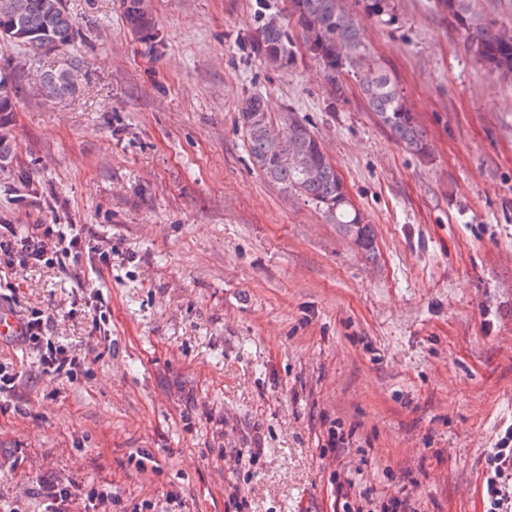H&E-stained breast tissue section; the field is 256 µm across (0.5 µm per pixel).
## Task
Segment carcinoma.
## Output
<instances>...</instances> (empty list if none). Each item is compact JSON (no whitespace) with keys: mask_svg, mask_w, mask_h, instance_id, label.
<instances>
[{"mask_svg":"<svg viewBox=\"0 0 512 512\" xmlns=\"http://www.w3.org/2000/svg\"><path fill=\"white\" fill-rule=\"evenodd\" d=\"M127 25L159 42L142 0H121ZM13 0H0V34L21 38L9 43L29 53L53 52L74 45L82 37L64 0H24L16 12ZM363 11L378 22L392 17L394 0H362ZM432 8L448 16L463 38L471 58L483 68L512 79V0H432ZM253 54L266 66L292 64L297 47L323 69L335 96L344 94V76L352 74L378 124L405 151L426 157L431 145L395 78L368 55L358 18L343 0H288V12H269L250 40ZM84 60L73 54L66 63L40 75L43 95L63 99L76 92L70 73L81 72ZM19 95L16 72L0 63V170L13 163L16 145L11 133L12 112ZM238 125L253 166L285 193H296L318 207L334 224L366 237L370 224L354 207L342 178L328 159L310 125L297 113L279 117L268 112L260 94L241 100Z\"/></svg>","mask_w":512,"mask_h":512,"instance_id":"1","label":"carcinoma"}]
</instances>
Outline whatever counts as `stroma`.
I'll return each mask as SVG.
<instances>
[{"instance_id":"obj_1","label":"stroma","mask_w":512,"mask_h":512,"mask_svg":"<svg viewBox=\"0 0 512 512\" xmlns=\"http://www.w3.org/2000/svg\"><path fill=\"white\" fill-rule=\"evenodd\" d=\"M65 2L85 34L74 96L41 91L59 54L0 42L20 85L0 224H68L92 248L6 275L0 309L53 314L49 344L84 370L48 376L38 348L0 342V512H50L55 486L111 512H343L352 476L421 512H482L512 424V82L427 0L386 23L345 0L421 158L355 80L334 101L307 55L273 71L251 53L287 0H150L157 43L121 0ZM253 93L310 124L371 244L254 169L237 125Z\"/></svg>"}]
</instances>
